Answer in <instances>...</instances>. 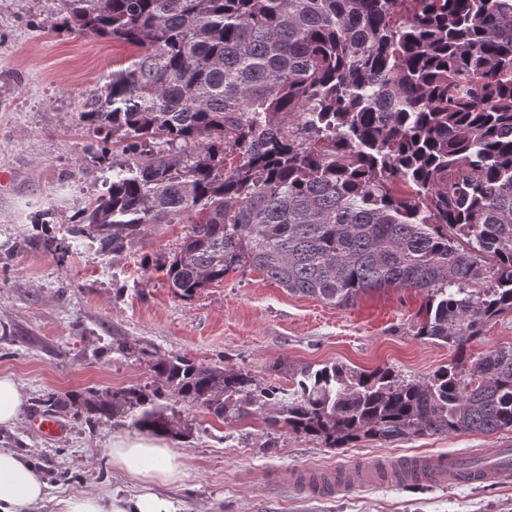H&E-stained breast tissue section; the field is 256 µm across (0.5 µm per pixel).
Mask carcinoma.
<instances>
[{
    "label": "carcinoma",
    "instance_id": "obj_1",
    "mask_svg": "<svg viewBox=\"0 0 512 512\" xmlns=\"http://www.w3.org/2000/svg\"><path fill=\"white\" fill-rule=\"evenodd\" d=\"M59 2L70 28L135 49L84 100L126 160L69 234L118 254L150 225H187L164 266L182 299L247 268L337 308L414 288L416 335L454 349L422 381L304 366L269 424L332 445L512 430V346L467 351L512 313V0ZM152 371L219 420L280 392L185 356ZM82 408L172 432L136 390Z\"/></svg>",
    "mask_w": 512,
    "mask_h": 512
}]
</instances>
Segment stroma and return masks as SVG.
Returning a JSON list of instances; mask_svg holds the SVG:
<instances>
[{
	"label": "stroma",
	"instance_id": "obj_1",
	"mask_svg": "<svg viewBox=\"0 0 512 512\" xmlns=\"http://www.w3.org/2000/svg\"><path fill=\"white\" fill-rule=\"evenodd\" d=\"M59 21L58 0H0V168L12 174L0 189V375L14 377L26 399L16 426L0 429V448L34 462L51 495L131 487L113 471L105 444L112 433H134L132 414L89 424L66 401L111 389L153 394L160 387L150 368L155 352L242 370L259 385L284 389L305 365L381 367L420 380L450 363L452 349L417 334L426 295L413 288L336 308L242 270L191 299L176 297L160 267L182 244L181 224L153 225L118 255L86 240L62 257L36 249L32 237H66L124 158L117 146L90 161L86 149L99 141L79 116L87 92L129 67L134 50L57 31ZM118 343L124 351H115ZM51 396L62 407L48 409ZM162 403L181 431L166 441L186 466L183 481L160 490L174 512H512V483L494 479L471 487L381 482L332 497L293 479L300 470H353L383 459H484L512 445V431L331 448L258 414L221 421L169 391ZM38 413L62 423V434L34 432L29 421Z\"/></svg>",
	"mask_w": 512,
	"mask_h": 512
}]
</instances>
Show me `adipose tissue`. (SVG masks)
I'll use <instances>...</instances> for the list:
<instances>
[{
  "mask_svg": "<svg viewBox=\"0 0 512 512\" xmlns=\"http://www.w3.org/2000/svg\"><path fill=\"white\" fill-rule=\"evenodd\" d=\"M112 467L136 482L134 494H80L61 501L60 512H172L155 485L181 481L185 465L156 437L114 433L108 441ZM48 484L35 464L11 449L0 448V512H33Z\"/></svg>",
  "mask_w": 512,
  "mask_h": 512,
  "instance_id": "obj_1",
  "label": "adipose tissue"
}]
</instances>
